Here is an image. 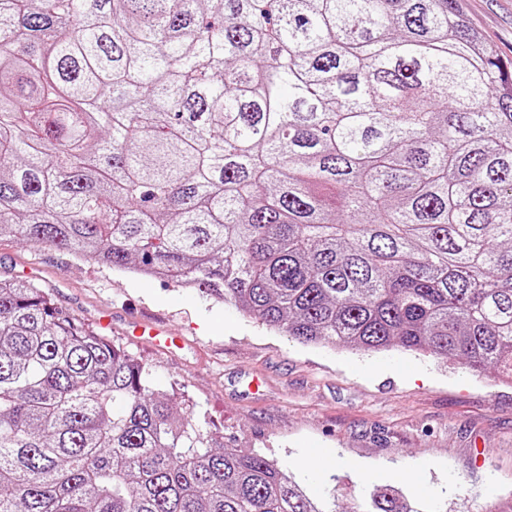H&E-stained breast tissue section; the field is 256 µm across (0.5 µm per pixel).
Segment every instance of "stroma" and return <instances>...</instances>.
Instances as JSON below:
<instances>
[{"mask_svg": "<svg viewBox=\"0 0 512 512\" xmlns=\"http://www.w3.org/2000/svg\"><path fill=\"white\" fill-rule=\"evenodd\" d=\"M469 23L512 62V0H462ZM0 276L35 280L146 363L159 389L189 397L234 448L292 470L314 500L353 506L374 487L403 490L415 512H512V383L403 349L352 353L303 345L197 289L0 238ZM182 334L169 352L131 340L128 319ZM325 452L326 467L308 455Z\"/></svg>", "mask_w": 512, "mask_h": 512, "instance_id": "stroma-1", "label": "stroma"}]
</instances>
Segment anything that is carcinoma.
Wrapping results in <instances>:
<instances>
[{
    "label": "carcinoma",
    "mask_w": 512,
    "mask_h": 512,
    "mask_svg": "<svg viewBox=\"0 0 512 512\" xmlns=\"http://www.w3.org/2000/svg\"><path fill=\"white\" fill-rule=\"evenodd\" d=\"M2 234L512 381V67L461 0H0ZM0 512L360 510L12 279Z\"/></svg>",
    "instance_id": "1"
}]
</instances>
